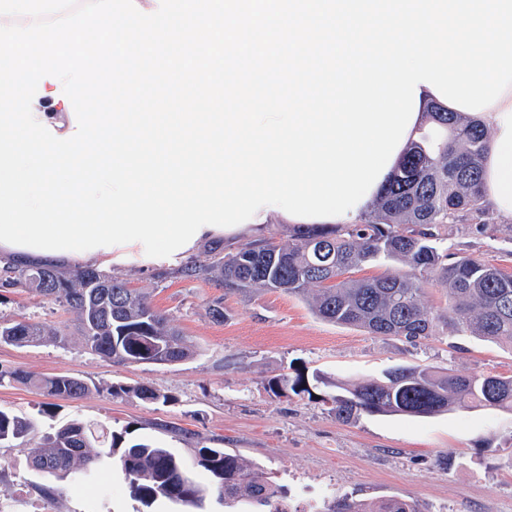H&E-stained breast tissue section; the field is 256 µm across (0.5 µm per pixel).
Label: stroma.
Listing matches in <instances>:
<instances>
[{
	"label": "stroma",
	"instance_id": "obj_1",
	"mask_svg": "<svg viewBox=\"0 0 512 512\" xmlns=\"http://www.w3.org/2000/svg\"><path fill=\"white\" fill-rule=\"evenodd\" d=\"M453 257L469 256L512 274V219L488 211L463 215L440 244ZM152 307L198 346L178 363L120 365L86 350L78 321L62 304L33 290H0V317H29L62 330L58 343H0V371L74 375L92 385L79 400L47 401L35 388L0 385V409L33 419L44 437L80 420L158 441L192 460L198 448L221 445L261 469L283 488L290 512H308L310 497H398L418 512H512V411L454 409L431 417L364 414L336 419L329 395L337 382L381 378L397 365L455 374L512 376V348L443 328L410 344L395 336L332 324L299 296L281 291H230L202 277L166 270L122 273ZM224 299V319L209 304ZM304 373L308 392L272 394L268 382ZM144 384L167 402L114 397L113 385ZM97 480L60 479L34 470L30 445L0 446V512H186L165 499L133 500L112 459Z\"/></svg>",
	"mask_w": 512,
	"mask_h": 512
}]
</instances>
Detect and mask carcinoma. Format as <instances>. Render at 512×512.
I'll return each mask as SVG.
<instances>
[{
  "label": "carcinoma",
  "mask_w": 512,
  "mask_h": 512,
  "mask_svg": "<svg viewBox=\"0 0 512 512\" xmlns=\"http://www.w3.org/2000/svg\"><path fill=\"white\" fill-rule=\"evenodd\" d=\"M427 124L430 131L412 142L374 209L359 223L300 225L284 238H267L223 256L213 252L209 263L191 261L181 273L199 277L218 267L228 289L284 290L305 298L317 317L374 336L417 343L442 323L512 347V274L472 257L450 261L435 246L438 231L457 223L462 214H484L482 167L488 133L438 108L428 113ZM380 259L411 272L360 281L346 277ZM430 278L448 286V308L442 311L424 303L423 283ZM0 288H34L48 301L69 307L79 318L85 346L114 362L177 363L197 353L193 340L171 327L145 296L92 267H79L65 277L46 266L7 263L0 267ZM58 339V331L41 322L0 319V342L36 346ZM10 379L49 398L79 399L91 391L84 379L71 375L33 378L17 371ZM268 387L276 396L308 391L300 374L274 377ZM110 394L168 400L143 385L114 387ZM331 401L336 418L346 423L363 413L426 417L455 408L511 411L512 377L436 374L398 366L380 380L338 385ZM33 435L30 418L0 409V445ZM102 456L119 464L130 495L146 505L168 499L199 508L206 496L215 494L226 507L245 500L257 512H288L284 493L269 477L219 447L198 449L189 465L160 442H131L102 426L73 421L34 443L30 461L34 469L58 478L76 472L94 478ZM199 470L207 474V482L197 480ZM319 512L418 510L397 498L337 497Z\"/></svg>",
  "instance_id": "carcinoma-1"
}]
</instances>
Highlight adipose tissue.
Wrapping results in <instances>:
<instances>
[{
	"mask_svg": "<svg viewBox=\"0 0 512 512\" xmlns=\"http://www.w3.org/2000/svg\"><path fill=\"white\" fill-rule=\"evenodd\" d=\"M474 119L489 134L483 176L485 201L496 214L512 218V86Z\"/></svg>",
	"mask_w": 512,
	"mask_h": 512,
	"instance_id": "adipose-tissue-1",
	"label": "adipose tissue"
}]
</instances>
